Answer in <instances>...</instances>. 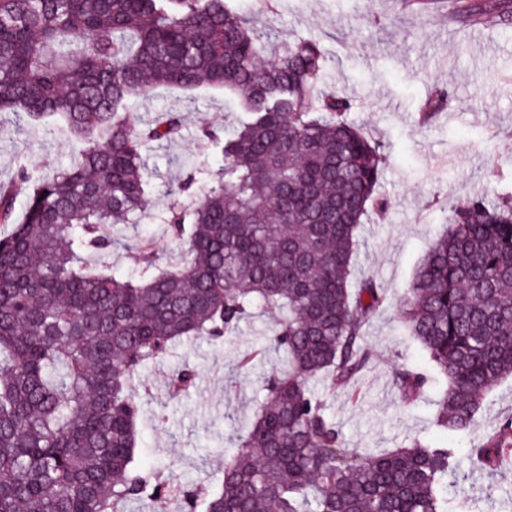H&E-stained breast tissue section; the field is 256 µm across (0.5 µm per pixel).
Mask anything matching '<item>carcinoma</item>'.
Listing matches in <instances>:
<instances>
[{"label": "carcinoma", "mask_w": 512, "mask_h": 512, "mask_svg": "<svg viewBox=\"0 0 512 512\" xmlns=\"http://www.w3.org/2000/svg\"><path fill=\"white\" fill-rule=\"evenodd\" d=\"M320 43H276L227 0H0V115L62 124L70 164L0 187V512H449L440 493L460 460L494 472L512 457V416L464 450L489 392L512 377V196L460 200L399 304V319L444 381L432 425L358 455L313 384L347 387L368 352L363 326L386 304L351 292L359 227L378 195L384 146L325 82ZM224 89L245 114L219 140L224 165L198 201L173 192L163 223L185 259L150 247L118 279L90 258L145 213L144 151L179 137L170 113L135 124L129 102L164 85ZM27 201L14 222L17 195ZM254 313L286 365L264 383L233 440L218 490L179 484L136 461L142 400L133 381L183 340L228 339ZM195 380L179 371L169 390ZM406 404L429 384L401 368Z\"/></svg>", "instance_id": "cac0c4a2"}]
</instances>
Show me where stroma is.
Segmentation results:
<instances>
[{
	"mask_svg": "<svg viewBox=\"0 0 512 512\" xmlns=\"http://www.w3.org/2000/svg\"><path fill=\"white\" fill-rule=\"evenodd\" d=\"M258 25L291 40L320 42L327 59V83L354 101L350 114L384 146L385 163L378 188L386 200L382 216L360 229L353 280L372 279L388 299L364 327L370 359L353 388L320 380L330 414L347 448L384 452L404 440L431 434L430 387L412 406L393 384L401 366H423L425 357L407 336L397 308L417 266L444 232L445 218L457 201L481 194L493 184L512 193V15L461 18L457 0H444L435 14L401 9L397 0H236ZM445 92L447 105L428 123H420L424 102ZM183 118L179 139L148 151L150 208L140 224L127 227L122 241L101 258L113 275L136 274L125 242L150 240L160 264L181 260V240L160 222L169 187L188 183L185 195L199 198L210 171L223 163L217 148H204L200 126L221 130L236 126L240 112L227 107L224 91L205 84L193 88L161 86L131 108L137 122H155L167 113ZM78 145L47 124H0V184L19 170L45 176L68 164ZM262 316L243 323L227 340L198 339L176 345L145 365L134 382L145 405L139 423L138 460L168 469L184 482L215 488L222 475L230 437L245 431L256 399L272 369L285 354L266 349ZM256 358L245 369L243 354ZM193 367L195 384L169 397L170 376ZM512 415V378L486 399L475 430L454 439L457 448L481 440L501 417ZM451 512H507L512 507V465L497 475L471 468L467 480L449 487Z\"/></svg>",
	"mask_w": 512,
	"mask_h": 512,
	"instance_id": "35a3bbf8",
	"label": "stroma"
}]
</instances>
